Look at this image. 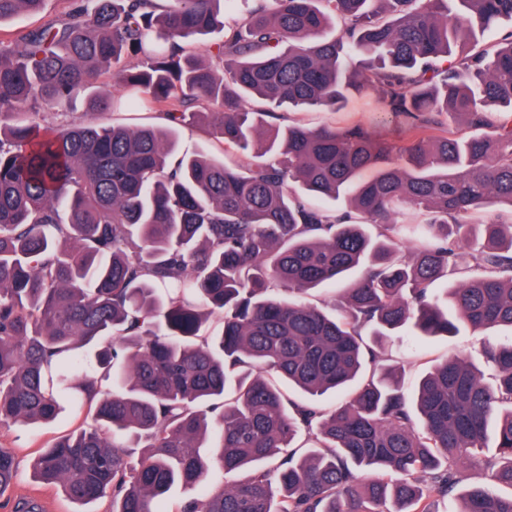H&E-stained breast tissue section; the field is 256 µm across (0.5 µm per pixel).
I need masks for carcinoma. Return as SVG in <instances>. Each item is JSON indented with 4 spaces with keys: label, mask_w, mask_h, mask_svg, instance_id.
<instances>
[{
    "label": "carcinoma",
    "mask_w": 512,
    "mask_h": 512,
    "mask_svg": "<svg viewBox=\"0 0 512 512\" xmlns=\"http://www.w3.org/2000/svg\"><path fill=\"white\" fill-rule=\"evenodd\" d=\"M224 2L78 0L0 40V427L88 408L33 474L110 512H432L491 444L489 477L512 488V342L485 344L490 382L424 347L412 389L380 352L403 333L512 330V224L465 221L512 208V31L456 54L512 0H253L227 30ZM44 4L0 0V24ZM220 32L215 59L185 55ZM104 72L176 125L209 105L242 162L178 156L162 128L11 124L79 99L112 109L93 91ZM364 89L410 134L401 167L387 137L248 106L334 110ZM336 283L330 312L299 299ZM329 391L344 398L316 405ZM217 469L240 478L210 491ZM16 473L1 447L0 496ZM178 484L203 495L173 501ZM461 500L512 512L483 484Z\"/></svg>",
    "instance_id": "carcinoma-1"
}]
</instances>
